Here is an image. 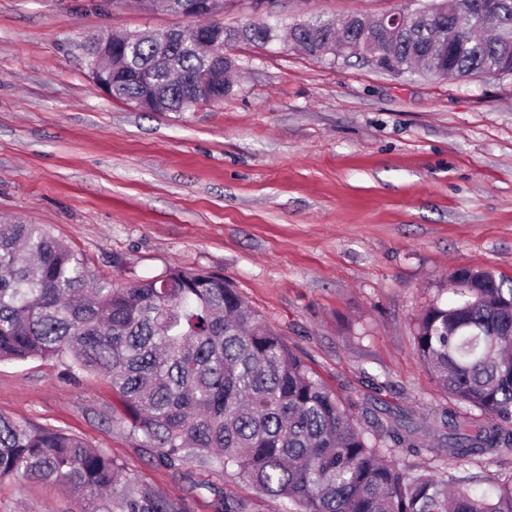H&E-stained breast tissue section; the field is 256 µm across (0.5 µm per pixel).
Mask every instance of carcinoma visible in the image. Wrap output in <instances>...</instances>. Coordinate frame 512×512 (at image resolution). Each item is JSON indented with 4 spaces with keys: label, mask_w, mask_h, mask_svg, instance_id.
<instances>
[{
    "label": "carcinoma",
    "mask_w": 512,
    "mask_h": 512,
    "mask_svg": "<svg viewBox=\"0 0 512 512\" xmlns=\"http://www.w3.org/2000/svg\"><path fill=\"white\" fill-rule=\"evenodd\" d=\"M454 26L410 22L386 38V57L418 65L422 47L455 40L471 18L502 27L512 0H447ZM362 30L307 21L303 50L328 44L345 55ZM161 57L139 41L124 59L129 75L108 94L135 105L154 95L185 111L177 73L200 80L207 58L182 31ZM512 74V41L468 32L460 49L434 59L425 74L471 78ZM456 299L434 304L416 324L417 355L464 413L446 408L417 424L385 418L365 403L343 405L249 308L229 281L171 267L127 288L90 281L82 260L41 224H0V363L66 355L71 372L94 371L122 398L142 445L174 467L191 461L233 469L244 481L291 504V512H512V480L474 494L470 481L441 469L411 474L387 459L402 448L469 461L512 448V284L486 270L459 269ZM63 485L80 512H183L125 471L102 448L63 430L32 427L0 414V482Z\"/></svg>",
    "instance_id": "1"
}]
</instances>
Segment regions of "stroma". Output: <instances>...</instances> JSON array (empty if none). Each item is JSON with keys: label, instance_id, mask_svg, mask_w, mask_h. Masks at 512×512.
Here are the masks:
<instances>
[{"label": "stroma", "instance_id": "stroma-1", "mask_svg": "<svg viewBox=\"0 0 512 512\" xmlns=\"http://www.w3.org/2000/svg\"><path fill=\"white\" fill-rule=\"evenodd\" d=\"M96 3L0 0V216L45 225L115 287L171 267L224 276L342 399L418 422L448 407L414 329L455 270L512 280V74L396 77L240 42L223 101L147 112L102 93L83 44L189 22ZM404 4L279 0L277 23ZM0 414L109 451L184 512H214L225 492L246 512H287L233 471L160 463L108 380L63 360L1 363ZM443 468L482 490L512 479V453ZM0 512L72 504L59 485L11 479Z\"/></svg>", "mask_w": 512, "mask_h": 512}]
</instances>
